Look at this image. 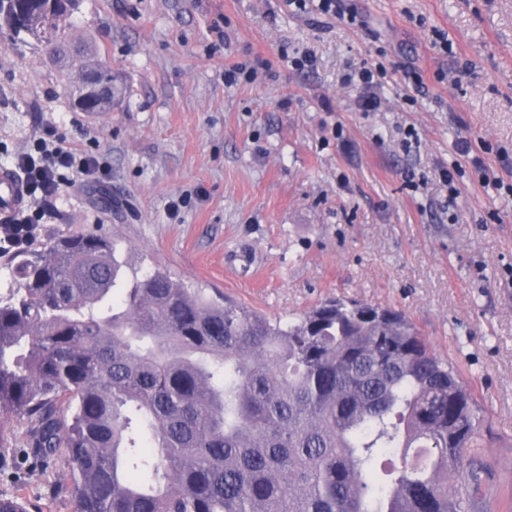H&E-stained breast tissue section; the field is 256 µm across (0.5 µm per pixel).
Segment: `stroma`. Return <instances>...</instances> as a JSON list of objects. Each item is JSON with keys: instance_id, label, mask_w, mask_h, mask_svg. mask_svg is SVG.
Returning <instances> with one entry per match:
<instances>
[{"instance_id": "obj_1", "label": "stroma", "mask_w": 512, "mask_h": 512, "mask_svg": "<svg viewBox=\"0 0 512 512\" xmlns=\"http://www.w3.org/2000/svg\"><path fill=\"white\" fill-rule=\"evenodd\" d=\"M347 2L362 27L297 15L285 0H79L74 31L112 68V107L92 118L72 107L69 63L0 32V166L54 124L108 172L49 204L30 195L47 232L104 225L130 267H166L273 319L330 297L401 312L473 394L468 456L490 468L484 512H501L512 490V197L483 186L456 142L470 139L471 156L512 183V0ZM440 32L451 55L433 47ZM307 53L314 67H295ZM232 64L255 79L227 85ZM371 64L385 76L365 112L346 76ZM26 430L0 421V493L29 512H72L70 495L51 491L64 467L24 461Z\"/></svg>"}]
</instances>
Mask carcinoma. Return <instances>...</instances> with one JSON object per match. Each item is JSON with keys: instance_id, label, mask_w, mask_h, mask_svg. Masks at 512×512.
Wrapping results in <instances>:
<instances>
[{"instance_id": "carcinoma-1", "label": "carcinoma", "mask_w": 512, "mask_h": 512, "mask_svg": "<svg viewBox=\"0 0 512 512\" xmlns=\"http://www.w3.org/2000/svg\"><path fill=\"white\" fill-rule=\"evenodd\" d=\"M0 4L12 39H73L72 12ZM99 77L94 111L112 105ZM0 224V419L22 455L65 456L72 512H480L476 404L399 313L326 301L271 320L160 267L124 282L99 225Z\"/></svg>"}]
</instances>
